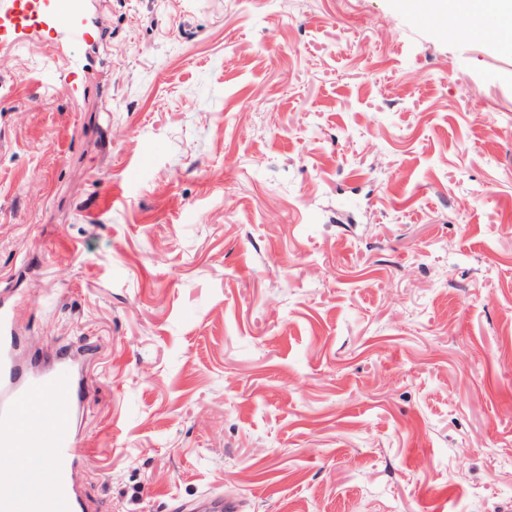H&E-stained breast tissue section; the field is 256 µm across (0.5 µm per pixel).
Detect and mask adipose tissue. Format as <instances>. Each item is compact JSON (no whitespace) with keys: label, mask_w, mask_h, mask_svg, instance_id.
I'll return each instance as SVG.
<instances>
[{"label":"adipose tissue","mask_w":512,"mask_h":512,"mask_svg":"<svg viewBox=\"0 0 512 512\" xmlns=\"http://www.w3.org/2000/svg\"><path fill=\"white\" fill-rule=\"evenodd\" d=\"M433 2V13L438 26L454 25L463 37H470L480 30V22L486 14L497 18L489 38L502 45H512V0H401L402 9L417 13L426 2Z\"/></svg>","instance_id":"adipose-tissue-1"}]
</instances>
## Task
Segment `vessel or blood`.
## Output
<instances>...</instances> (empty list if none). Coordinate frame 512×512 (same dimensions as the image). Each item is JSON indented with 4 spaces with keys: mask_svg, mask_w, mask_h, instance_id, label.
I'll list each match as a JSON object with an SVG mask.
<instances>
[{
    "mask_svg": "<svg viewBox=\"0 0 512 512\" xmlns=\"http://www.w3.org/2000/svg\"><path fill=\"white\" fill-rule=\"evenodd\" d=\"M53 17L69 41L86 40L73 23L76 0H51ZM30 0H0V32L30 20ZM96 347L59 350L46 361L28 358L17 338L15 300L0 289V447L32 448L26 469L0 471V512H83L72 471L95 459L74 424L87 397L85 370Z\"/></svg>",
    "mask_w": 512,
    "mask_h": 512,
    "instance_id": "vessel-or-blood-1",
    "label": "vessel or blood"
}]
</instances>
